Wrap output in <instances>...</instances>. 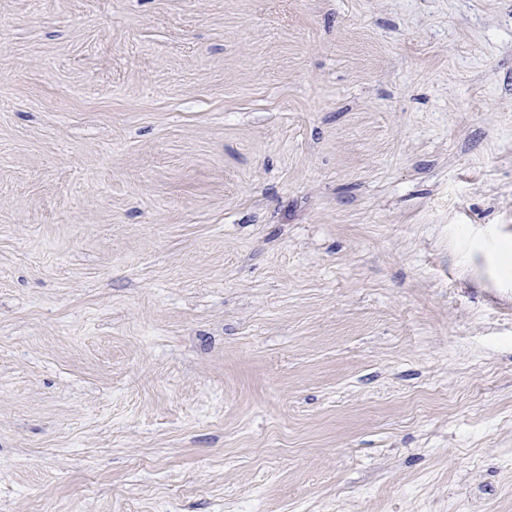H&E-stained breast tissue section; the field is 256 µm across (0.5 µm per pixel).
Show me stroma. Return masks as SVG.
Returning a JSON list of instances; mask_svg holds the SVG:
<instances>
[{
  "label": "stroma",
  "instance_id": "35a3bbf8",
  "mask_svg": "<svg viewBox=\"0 0 512 512\" xmlns=\"http://www.w3.org/2000/svg\"><path fill=\"white\" fill-rule=\"evenodd\" d=\"M512 0H0V512H512Z\"/></svg>",
  "mask_w": 512,
  "mask_h": 512
}]
</instances>
